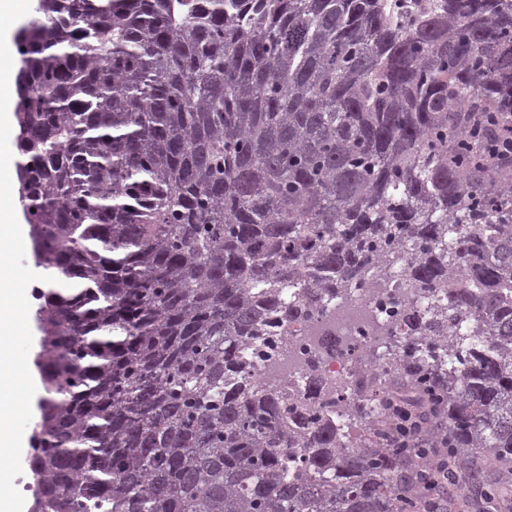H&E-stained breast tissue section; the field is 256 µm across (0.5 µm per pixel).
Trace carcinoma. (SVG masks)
<instances>
[{"label":"carcinoma","instance_id":"obj_1","mask_svg":"<svg viewBox=\"0 0 512 512\" xmlns=\"http://www.w3.org/2000/svg\"><path fill=\"white\" fill-rule=\"evenodd\" d=\"M18 195L44 395L31 512H419L512 465V0H38L17 32ZM464 225L459 229L458 225ZM413 285L386 377L440 419L394 446L315 371L288 402L270 320L384 265ZM461 278L462 288L448 282Z\"/></svg>","mask_w":512,"mask_h":512}]
</instances>
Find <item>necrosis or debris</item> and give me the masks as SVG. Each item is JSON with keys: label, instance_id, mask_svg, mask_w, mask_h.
<instances>
[{"label": "necrosis or debris", "instance_id": "obj_1", "mask_svg": "<svg viewBox=\"0 0 512 512\" xmlns=\"http://www.w3.org/2000/svg\"><path fill=\"white\" fill-rule=\"evenodd\" d=\"M377 278L376 287L351 290L347 300L322 297L308 320L286 328H270L271 346L258 362L263 382L289 396H300L298 378L315 358L321 374L345 381L353 398L371 399L370 373L362 371L360 361L365 349L378 341L400 337L402 313L411 296L402 266L385 267ZM330 340L342 348L341 354L333 358L322 354Z\"/></svg>", "mask_w": 512, "mask_h": 512}]
</instances>
